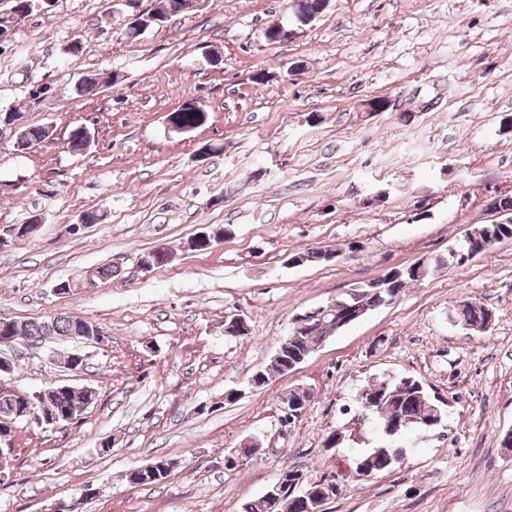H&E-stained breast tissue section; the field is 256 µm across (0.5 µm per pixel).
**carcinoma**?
<instances>
[{
    "label": "carcinoma",
    "instance_id": "obj_1",
    "mask_svg": "<svg viewBox=\"0 0 512 512\" xmlns=\"http://www.w3.org/2000/svg\"><path fill=\"white\" fill-rule=\"evenodd\" d=\"M181 0H158L151 13H160L162 17L158 21L150 23V28L160 27L164 22L182 13ZM321 6V0H292L290 9L296 22L306 25L309 16L315 14ZM114 83L115 75L99 72L90 74L77 86L81 94L88 93L100 87L101 81ZM177 122L192 130L205 124L207 112L202 107L186 108L173 112ZM474 237L486 242L497 239H512L511 224H479L470 229ZM444 264V259H435L429 263L422 276L409 274L403 280L395 284L391 290L393 294H401L410 284L420 282L431 275L433 268ZM383 294L379 293V287L370 282L362 283L347 292L345 295L332 301L335 312L326 313L318 321L313 329L305 335L296 337L287 336L282 341L285 358L295 360V356L303 355L319 345L330 334L339 331L338 317L351 307H377L381 304ZM455 319L459 325L466 329L483 332L485 327L478 320L476 310L464 307L454 310ZM79 318L55 317L46 322H29L23 325L8 322L4 324V336L0 337V343L9 344L22 338H42L44 336H78L82 328L77 325ZM92 396V392H74L70 395L58 394L55 388L45 390L40 400L39 408L49 414L65 412L74 414L82 409L84 403ZM358 407L365 412L375 425L386 444L374 448L369 452L359 455L355 460V472L361 476L369 477L378 472L392 468L400 461L397 449L409 451L410 446L405 441L409 435L418 438L427 435L443 425L446 419L447 404L432 394L428 387L419 379L409 376H394L383 374L372 379L367 386L360 389L355 396ZM168 460L155 461V472H143L137 476L130 475V481L137 485L157 484L165 480L171 473L167 469ZM276 483L280 484V490L285 494V512H309L312 507L310 497L303 491L310 489H322L331 496H336V488H328L324 480L312 481L299 469L287 468L280 474Z\"/></svg>",
    "mask_w": 512,
    "mask_h": 512
}]
</instances>
